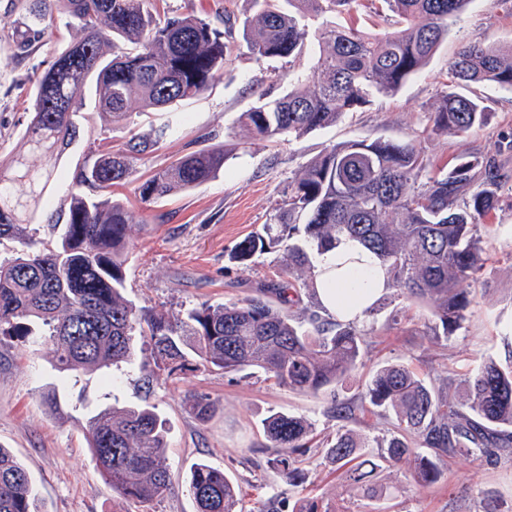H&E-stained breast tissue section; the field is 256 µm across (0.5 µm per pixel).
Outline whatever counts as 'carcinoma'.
I'll return each mask as SVG.
<instances>
[{
  "instance_id": "1",
  "label": "carcinoma",
  "mask_w": 512,
  "mask_h": 512,
  "mask_svg": "<svg viewBox=\"0 0 512 512\" xmlns=\"http://www.w3.org/2000/svg\"><path fill=\"white\" fill-rule=\"evenodd\" d=\"M157 0H29L32 22L14 32L32 46L56 23L83 37L32 78V110L24 136L46 159L32 170L20 158L0 162V238L20 248L0 260V335L39 320L45 343L62 372L108 368L136 355L135 336L147 339L155 368L174 376L187 352L205 367L226 373L254 368L292 390L317 394L342 382L356 368L366 345L353 322L310 319V328L267 300L230 305L201 303L182 316L145 314L124 295V251L132 212L112 199V187L133 177V160L165 135L132 138L127 148L107 149L72 177L63 234L38 248L23 236L42 203L57 161L76 137L74 117L82 91L93 88L94 111L120 121L140 100L160 110L208 90L232 49L224 32L191 14L160 15ZM254 14L244 30L247 52L257 61L299 58L311 37L318 48L310 77H294L281 97L259 96L243 113L248 129L270 140L298 138L338 121L370 102L393 95L436 53L472 0H378L397 29L372 36L341 25L336 15L356 0H249ZM456 84L436 103L433 130L460 136L488 119L480 101L459 88L491 85L512 91V46L469 42L452 61ZM224 152L202 148L145 178L135 179L143 203L210 180L224 167ZM426 164L412 142L377 139L335 145L314 160L291 186L278 222L237 243L233 257L246 263L284 245L282 272L314 287V254L343 238L370 250L391 287L409 300L431 305L433 335L452 337L472 303L471 283L481 270L479 224L498 209L505 178L490 154L465 153L417 184ZM454 380L436 385L403 363L372 375L361 404L394 416L396 431L379 450L340 428L326 449L352 490L382 496L374 479L405 464L417 482H438L455 456H512V351L484 360L466 379L464 397L451 396ZM273 448L304 455L314 424L275 412L263 422ZM90 452L112 487L125 499L152 501L170 486L163 423L148 407L104 409L85 426ZM420 448L429 449L421 454ZM295 486L303 471L287 454L269 460ZM189 492L198 512H242L236 487L207 463L191 469ZM0 512H43L29 473L0 446ZM290 512H335L315 498L297 500Z\"/></svg>"
}]
</instances>
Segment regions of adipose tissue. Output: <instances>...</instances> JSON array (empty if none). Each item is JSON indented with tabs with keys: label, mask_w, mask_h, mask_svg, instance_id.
<instances>
[{
	"label": "adipose tissue",
	"mask_w": 512,
	"mask_h": 512,
	"mask_svg": "<svg viewBox=\"0 0 512 512\" xmlns=\"http://www.w3.org/2000/svg\"><path fill=\"white\" fill-rule=\"evenodd\" d=\"M315 274L320 304L342 321L363 322L389 290L387 275L374 255L346 238L317 256Z\"/></svg>",
	"instance_id": "adipose-tissue-1"
}]
</instances>
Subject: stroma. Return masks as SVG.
<instances>
[{
    "instance_id": "obj_1",
    "label": "stroma",
    "mask_w": 512,
    "mask_h": 512,
    "mask_svg": "<svg viewBox=\"0 0 512 512\" xmlns=\"http://www.w3.org/2000/svg\"><path fill=\"white\" fill-rule=\"evenodd\" d=\"M157 7L205 17L219 28L231 23V62L206 93L163 110L146 112L134 101L119 123L79 113V135L59 159L57 176L28 227L32 240L54 238L59 230L54 219L68 210L74 172L103 141L118 150L132 136L166 127L155 149L135 163L142 177L200 148L223 150L226 160L215 178L157 202L141 203L134 184L114 187L116 199L134 214L126 293L139 308L176 316L203 302L221 305L264 296L282 267V250L246 265L231 251L273 223L295 177L333 145L410 141L427 163L440 166L463 153H488L497 156L507 179L497 215L481 232L483 265L471 286L473 302L463 328L450 339L435 338L430 307L389 291L364 322L371 333L353 376L331 393H298L253 370H210L193 354L187 371L173 377L152 372L142 355L131 363L65 375L46 345L32 337L0 338V446L26 467L44 512H197L188 475L201 460L233 479L243 512H286L289 502L302 496L322 499L337 512H482L490 498L500 499L503 512H512L510 457L450 459L444 477L432 485L417 483L407 466L392 467L381 474L390 494L368 499L347 491L321 447L311 449L301 464L304 482L289 485L268 465L273 450L262 427L268 415L283 412L311 421L322 439L340 425L328 412L332 398L356 399L380 365L407 364L429 382L446 376L458 381L512 347V92L470 86L469 94L481 98L488 114L486 124L460 137L432 129L434 106L452 81L450 63L459 48L471 41L512 42V0H473L428 66L395 95L374 97L334 125L279 142L252 136L242 114L260 94L284 95L289 75L312 68L314 49L293 62L256 61L240 48L243 22L250 15L247 0H159ZM26 17L23 0H0V160L20 158L38 169L44 158L30 150L24 136L31 78L81 33L53 28L21 54L12 34ZM192 394L209 399L207 419L190 409ZM140 404L152 406L165 423V459L172 477L170 492L148 503L113 493L83 432L87 419L102 409Z\"/></svg>"
}]
</instances>
